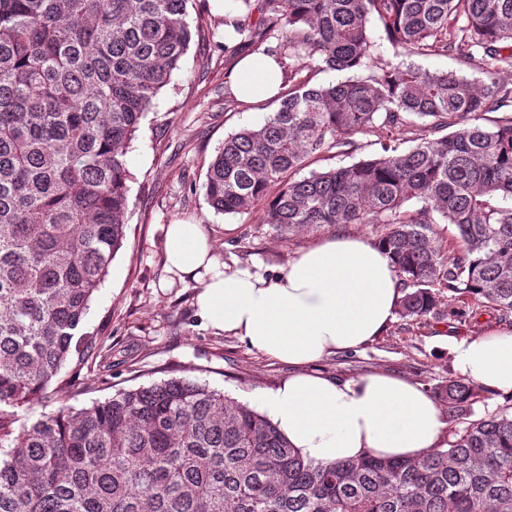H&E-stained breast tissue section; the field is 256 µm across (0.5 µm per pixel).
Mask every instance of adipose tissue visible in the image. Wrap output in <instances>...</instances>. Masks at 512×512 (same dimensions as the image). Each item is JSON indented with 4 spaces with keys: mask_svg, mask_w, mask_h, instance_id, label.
Returning a JSON list of instances; mask_svg holds the SVG:
<instances>
[{
    "mask_svg": "<svg viewBox=\"0 0 512 512\" xmlns=\"http://www.w3.org/2000/svg\"><path fill=\"white\" fill-rule=\"evenodd\" d=\"M281 70L261 54L244 57L233 82L242 99L277 95ZM167 268L197 283L201 317L276 360L299 366L260 394L269 418L302 456L327 464L367 454L420 458L440 447L448 424L422 389L387 373L341 383L310 364L357 349L380 335L401 298L389 257L374 243L330 237L302 250L277 277L261 265L221 263L200 225H168ZM459 374L478 387L512 395V330H493L455 348Z\"/></svg>",
    "mask_w": 512,
    "mask_h": 512,
    "instance_id": "1",
    "label": "adipose tissue"
}]
</instances>
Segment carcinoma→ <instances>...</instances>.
Returning a JSON list of instances; mask_svg holds the SVG:
<instances>
[{"label": "carcinoma", "mask_w": 512, "mask_h": 512, "mask_svg": "<svg viewBox=\"0 0 512 512\" xmlns=\"http://www.w3.org/2000/svg\"><path fill=\"white\" fill-rule=\"evenodd\" d=\"M189 2L0 0V512H512V404L453 426L477 398L466 379L435 388L448 440L417 459L316 463L267 416L187 378L14 427L15 409L54 399L65 365L91 358L80 330L125 238L127 153L200 35ZM233 2L224 26L288 59V87L263 125L224 138L208 205L258 209L285 235L375 225L404 321L458 317L449 294L512 316V85L498 78L512 70V0ZM373 19L393 47L485 79L381 58ZM405 134L415 145L401 150ZM359 135L382 153L311 168L363 151ZM411 60L420 65L422 68L428 69L430 71H453L457 74L464 75L471 80H475L477 83H480V81L485 79V76L478 70L460 64L451 56L412 57Z\"/></svg>", "instance_id": "cac0c4a2"}]
</instances>
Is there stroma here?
<instances>
[{"instance_id":"35a3bbf8","label":"stroma","mask_w":512,"mask_h":512,"mask_svg":"<svg viewBox=\"0 0 512 512\" xmlns=\"http://www.w3.org/2000/svg\"><path fill=\"white\" fill-rule=\"evenodd\" d=\"M223 19L214 0H207L205 9L190 10L189 23L202 24L204 37L191 44L127 154L132 181L125 239L83 325L84 332L111 344L114 367L103 377L82 368L76 382L62 387L60 397L71 398L75 407L91 406L121 389L190 378L256 408L259 393L296 374L295 366L205 325L196 307L195 283L170 278L164 266L168 225H202L224 262L244 267L258 261L274 272L324 238H376L370 224L324 226L287 238L264 224L259 211L233 216L208 206L207 166L225 137L263 125L279 107L274 98L225 107L224 90L233 81L237 60L224 54ZM492 328L512 330V317L489 309L452 321L396 318L365 346L328 355L310 369L341 382L385 372L430 394L456 375L454 341ZM130 359L135 362L131 369L126 366Z\"/></svg>"}]
</instances>
